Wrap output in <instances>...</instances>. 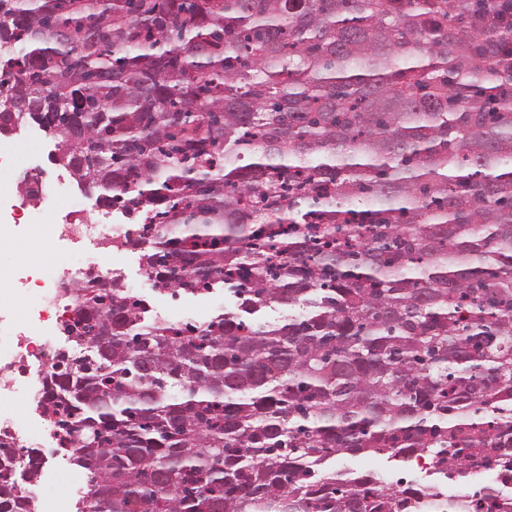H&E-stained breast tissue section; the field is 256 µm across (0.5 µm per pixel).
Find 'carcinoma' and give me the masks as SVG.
Segmentation results:
<instances>
[{
  "mask_svg": "<svg viewBox=\"0 0 512 512\" xmlns=\"http://www.w3.org/2000/svg\"><path fill=\"white\" fill-rule=\"evenodd\" d=\"M490 0H0V132L123 214L203 328L78 288L47 365L76 512H424L344 454L512 474V65ZM276 305L300 312L278 323ZM448 512H512L480 490Z\"/></svg>",
  "mask_w": 512,
  "mask_h": 512,
  "instance_id": "1",
  "label": "carcinoma"
}]
</instances>
